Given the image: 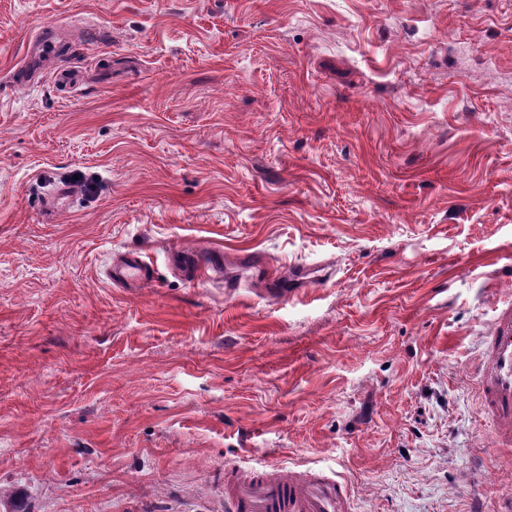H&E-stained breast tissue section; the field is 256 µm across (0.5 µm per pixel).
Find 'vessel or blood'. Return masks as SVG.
Instances as JSON below:
<instances>
[{"instance_id": "b4317fda", "label": "vessel or blood", "mask_w": 512, "mask_h": 512, "mask_svg": "<svg viewBox=\"0 0 512 512\" xmlns=\"http://www.w3.org/2000/svg\"><path fill=\"white\" fill-rule=\"evenodd\" d=\"M185 265L194 278H210L215 266L211 254L185 252ZM138 254L120 258L109 271L115 283H125L141 273ZM490 424L487 451L494 456L512 455V299L497 305L482 346L469 369ZM348 483L324 469L308 467L289 471L259 462L224 470V512H354Z\"/></svg>"}]
</instances>
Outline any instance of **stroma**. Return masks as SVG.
Instances as JSON below:
<instances>
[{"instance_id":"35a3bbf8","label":"stroma","mask_w":512,"mask_h":512,"mask_svg":"<svg viewBox=\"0 0 512 512\" xmlns=\"http://www.w3.org/2000/svg\"><path fill=\"white\" fill-rule=\"evenodd\" d=\"M180 248L332 276L228 297ZM510 297L512 0H0V512H224L264 461L498 512ZM144 264L138 254L132 253L120 258L117 263H113L109 278L113 283H126L132 280L136 274L144 271ZM483 413L490 423L488 453L512 455V299L497 305L482 336L476 361L469 368Z\"/></svg>"}]
</instances>
